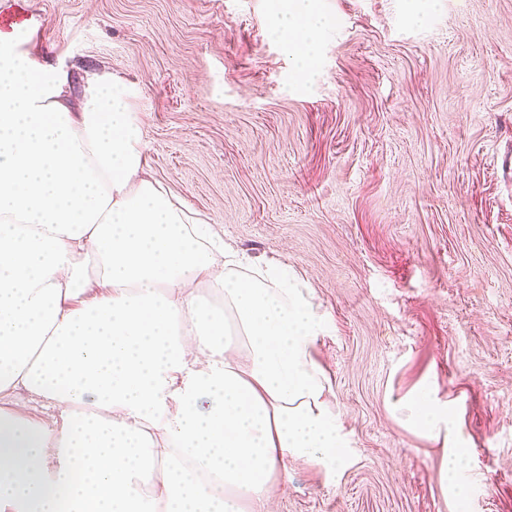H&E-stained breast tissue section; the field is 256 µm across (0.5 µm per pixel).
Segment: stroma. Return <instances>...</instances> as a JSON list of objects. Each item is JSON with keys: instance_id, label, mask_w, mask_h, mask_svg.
<instances>
[{"instance_id": "1", "label": "stroma", "mask_w": 512, "mask_h": 512, "mask_svg": "<svg viewBox=\"0 0 512 512\" xmlns=\"http://www.w3.org/2000/svg\"><path fill=\"white\" fill-rule=\"evenodd\" d=\"M298 71L276 0H0L74 90L109 72L147 168L227 245L311 288L354 454L290 463L273 512H455L399 400L456 403L467 512H512V0H316Z\"/></svg>"}]
</instances>
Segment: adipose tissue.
Masks as SVG:
<instances>
[{"label":"adipose tissue","mask_w":512,"mask_h":512,"mask_svg":"<svg viewBox=\"0 0 512 512\" xmlns=\"http://www.w3.org/2000/svg\"><path fill=\"white\" fill-rule=\"evenodd\" d=\"M323 25L314 0H283L301 68ZM21 32L0 31V512H271L289 460L350 453L310 289L276 259L243 274L146 176L111 74L72 106ZM406 407L464 506L452 403L426 386Z\"/></svg>","instance_id":"adipose-tissue-1"}]
</instances>
